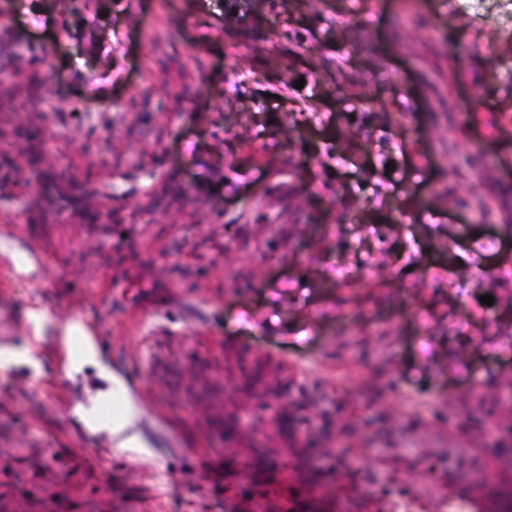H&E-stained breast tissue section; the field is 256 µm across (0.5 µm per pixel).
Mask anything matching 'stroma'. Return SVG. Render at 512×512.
I'll list each match as a JSON object with an SVG mask.
<instances>
[{"instance_id":"35a3bbf8","label":"stroma","mask_w":512,"mask_h":512,"mask_svg":"<svg viewBox=\"0 0 512 512\" xmlns=\"http://www.w3.org/2000/svg\"><path fill=\"white\" fill-rule=\"evenodd\" d=\"M224 2L0 0L16 32L0 71L17 73L0 102H25L0 112V495L226 512L247 490L284 512L341 453L360 470L348 512H384L389 482L503 512L512 489L486 506L471 468L480 447L512 473V290L495 277L512 213L479 214L512 204V135L483 122L512 119L500 0H243L230 26ZM348 126L362 149L332 158ZM341 211L383 240L337 230ZM74 319L111 336L145 447L81 441L72 404L124 401L96 367L58 378Z\"/></svg>"}]
</instances>
